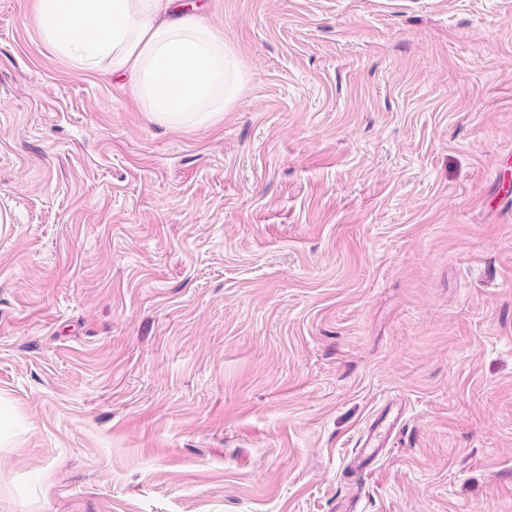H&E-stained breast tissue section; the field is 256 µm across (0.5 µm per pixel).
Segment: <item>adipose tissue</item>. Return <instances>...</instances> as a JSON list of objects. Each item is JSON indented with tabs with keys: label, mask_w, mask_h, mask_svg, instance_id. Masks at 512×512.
<instances>
[{
	"label": "adipose tissue",
	"mask_w": 512,
	"mask_h": 512,
	"mask_svg": "<svg viewBox=\"0 0 512 512\" xmlns=\"http://www.w3.org/2000/svg\"><path fill=\"white\" fill-rule=\"evenodd\" d=\"M37 18L45 43L78 70L129 78L162 126L212 123L244 83L223 32L179 0H38Z\"/></svg>",
	"instance_id": "1"
}]
</instances>
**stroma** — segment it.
Masks as SVG:
<instances>
[{"label":"stroma","mask_w":512,"mask_h":512,"mask_svg":"<svg viewBox=\"0 0 512 512\" xmlns=\"http://www.w3.org/2000/svg\"><path fill=\"white\" fill-rule=\"evenodd\" d=\"M201 3L168 128L0 0V512H512V0ZM397 424L398 416L390 418L388 413H382L363 435L358 445L360 449L350 464V470L359 478L366 475L379 457Z\"/></svg>","instance_id":"35a3bbf8"}]
</instances>
